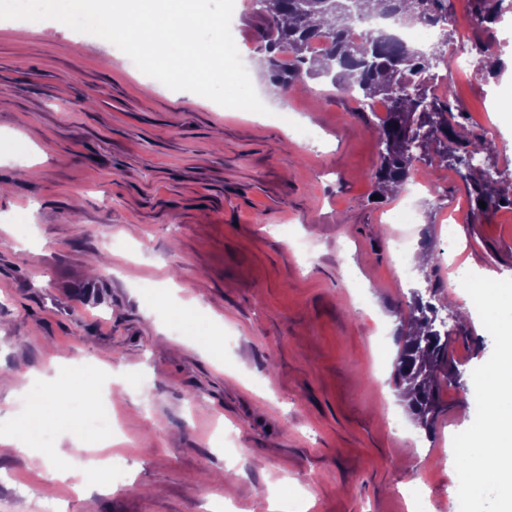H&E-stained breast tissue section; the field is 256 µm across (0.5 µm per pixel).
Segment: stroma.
Segmentation results:
<instances>
[{
  "label": "stroma",
  "instance_id": "stroma-1",
  "mask_svg": "<svg viewBox=\"0 0 512 512\" xmlns=\"http://www.w3.org/2000/svg\"><path fill=\"white\" fill-rule=\"evenodd\" d=\"M234 22L256 92L276 102L250 0ZM143 78L92 35L0 19V428L23 412L17 392L66 373L91 392L111 380L81 422L123 439L105 488L70 487L44 448L0 444V512H409L417 485L429 512H459L448 440L475 418L471 373L493 341L481 321L449 322L462 382L441 389L428 432L397 396L400 312L429 289L469 305V272L512 279V209L467 223L445 167L372 200L382 115L327 79L261 117L190 91L147 97ZM454 87L469 130L497 125L512 196V96L489 115L480 82ZM16 133L32 153L12 149ZM411 198L413 249L440 261L403 273L386 218ZM174 284L222 324V355L157 298Z\"/></svg>",
  "mask_w": 512,
  "mask_h": 512
}]
</instances>
